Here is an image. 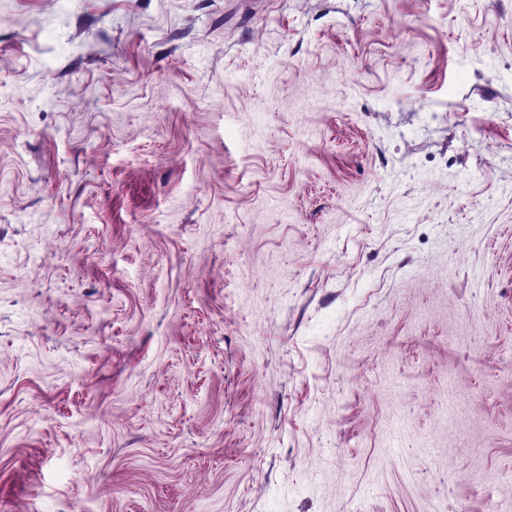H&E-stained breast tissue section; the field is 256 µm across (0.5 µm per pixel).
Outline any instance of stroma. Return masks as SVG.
I'll return each mask as SVG.
<instances>
[{
	"mask_svg": "<svg viewBox=\"0 0 512 512\" xmlns=\"http://www.w3.org/2000/svg\"><path fill=\"white\" fill-rule=\"evenodd\" d=\"M0 512H512V0H0Z\"/></svg>",
	"mask_w": 512,
	"mask_h": 512,
	"instance_id": "obj_1",
	"label": "stroma"
}]
</instances>
